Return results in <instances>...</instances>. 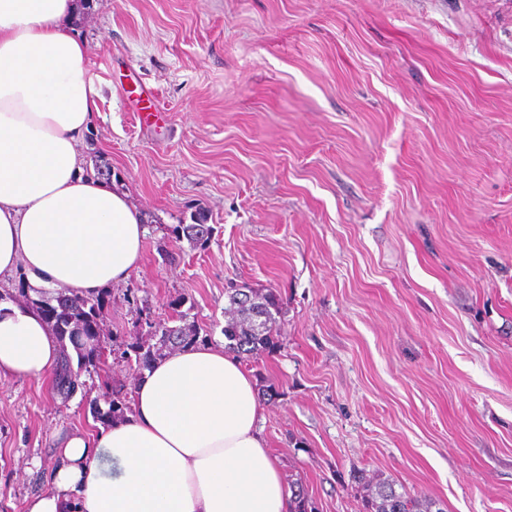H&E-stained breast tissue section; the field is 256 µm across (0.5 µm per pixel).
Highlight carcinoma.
Masks as SVG:
<instances>
[{
    "label": "carcinoma",
    "mask_w": 512,
    "mask_h": 512,
    "mask_svg": "<svg viewBox=\"0 0 512 512\" xmlns=\"http://www.w3.org/2000/svg\"><path fill=\"white\" fill-rule=\"evenodd\" d=\"M190 224H177L170 229L179 239L185 237L201 247L206 246L214 232L204 214L198 212L191 217ZM110 296L107 289L89 296H78L68 291L58 292L47 298L35 300L32 305L50 325L60 345V361L54 381L59 396L67 399L79 386V378L84 372H91L102 363L108 344L103 330V314ZM281 313V303L277 295L270 291L262 294L252 288L242 286L228 292V307L224 309L225 324L223 335L224 349L236 355H258L278 349L276 315ZM88 333L98 335L102 345L98 351L87 350L80 343V336ZM158 337L154 344L144 345L133 342L123 356L134 354L138 371L151 368L167 352L176 348L205 345L211 341L209 334H201L194 324L166 326L157 324L150 331ZM107 409L96 404L93 407L95 418L101 423H110L121 417L127 409L125 386L112 387V391L102 394ZM295 512H315L302 484L291 485ZM436 510H431V507ZM369 512H444L432 500H421L405 493L396 492L392 484L382 481L367 499Z\"/></svg>",
    "instance_id": "cac0c4a2"
}]
</instances>
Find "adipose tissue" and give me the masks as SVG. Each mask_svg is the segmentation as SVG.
I'll use <instances>...</instances> for the list:
<instances>
[{
	"mask_svg": "<svg viewBox=\"0 0 512 512\" xmlns=\"http://www.w3.org/2000/svg\"><path fill=\"white\" fill-rule=\"evenodd\" d=\"M76 14L75 0H0V276L91 295L137 268L145 227L76 149L101 98ZM57 358L41 314L0 301V376L39 379ZM261 411L223 346L175 351L144 373L125 419L64 438L52 490L24 512H292Z\"/></svg>",
	"mask_w": 512,
	"mask_h": 512,
	"instance_id": "adipose-tissue-1",
	"label": "adipose tissue"
}]
</instances>
